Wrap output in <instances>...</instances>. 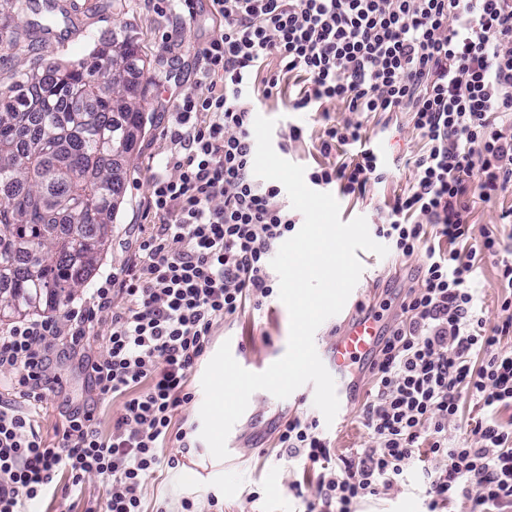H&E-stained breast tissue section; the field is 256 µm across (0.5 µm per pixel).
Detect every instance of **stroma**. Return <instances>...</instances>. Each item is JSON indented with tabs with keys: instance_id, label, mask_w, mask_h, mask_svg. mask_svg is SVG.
I'll use <instances>...</instances> for the list:
<instances>
[{
	"instance_id": "1",
	"label": "stroma",
	"mask_w": 512,
	"mask_h": 512,
	"mask_svg": "<svg viewBox=\"0 0 512 512\" xmlns=\"http://www.w3.org/2000/svg\"><path fill=\"white\" fill-rule=\"evenodd\" d=\"M72 24H58L46 41L34 44L31 50L0 51V89H7L13 72L30 59L42 62H61L82 58L90 52L88 32H100L116 24H130L138 34L147 58L146 67L157 83L152 87L145 109L151 115L144 135L129 159L124 202L112 228V242L97 271L98 277H123L143 236V227L154 224L153 215L145 210L151 191L152 172L149 168L154 156L164 152V130L172 121V110L178 93L197 88L199 71L198 47L216 37L219 20L210 11L209 0H195L194 15L185 26L173 27L163 17L157 0H114L113 7L102 8L101 0H72ZM257 114L275 119L273 144L287 143L283 157L291 162L313 169L321 163V155L314 149L316 137L326 121L342 124L351 120V113L336 104H328L326 113L300 112L292 107L289 95L266 97L262 90L253 94ZM302 128L300 141L289 140L290 127ZM367 134L377 143L385 163L382 182L371 184L366 196L338 195L340 219L347 222L362 216L368 226L383 223L395 197L410 183V161L421 143L407 115L384 124L368 121ZM426 259L418 254L408 260L395 254L378 257L363 251L359 260L368 276L359 280L347 306L336 316L327 319L316 331L314 341L321 344L336 336L344 323L358 316L361 305H372L389 300L392 307L383 315L393 322L398 306L408 288L418 281V268ZM475 288L484 316L489 323L501 318L500 303L503 290L499 286L495 259H488L473 275ZM289 336V313L279 296H272L259 310L249 309L237 320L221 324L214 330L213 347L231 342L238 349L240 361H258L272 364L286 352ZM204 366H197L191 376L193 400L179 407L171 428L187 432L195 438L196 446L183 451L178 441H170L163 450L165 457L176 458L173 468H162L147 473L143 479V508L145 512H178L181 500H193L198 512H209L208 499L218 496L224 503V512H305V504L290 491V484L299 478L314 479L300 459L288 458L275 446L273 429L284 414L301 412L319 417L314 406V392L303 387L294 391L288 400L275 398L269 392H255L240 420L244 443L231 455L220 461L209 458V448L200 438V408L204 399L201 378ZM54 377V388L43 394L39 405V424L47 438H54L66 424L65 412L73 406L90 402L91 389L87 373L78 358L61 354L54 358L48 371ZM91 403V402H90ZM331 443L336 463L349 460L357 448L367 440L357 409H349L324 427ZM424 463L414 459L400 476L390 495L370 497L360 502L357 512H425L426 478Z\"/></svg>"
}]
</instances>
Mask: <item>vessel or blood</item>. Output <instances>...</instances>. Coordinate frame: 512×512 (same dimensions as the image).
Masks as SVG:
<instances>
[{
	"label": "vessel or blood",
	"mask_w": 512,
	"mask_h": 512,
	"mask_svg": "<svg viewBox=\"0 0 512 512\" xmlns=\"http://www.w3.org/2000/svg\"><path fill=\"white\" fill-rule=\"evenodd\" d=\"M381 329L380 321L357 318L348 323L336 340L320 350L319 356L336 384L341 409H348L358 395L355 381L347 380L346 373L352 365L369 358Z\"/></svg>",
	"instance_id": "vessel-or-blood-1"
}]
</instances>
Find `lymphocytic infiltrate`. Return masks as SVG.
<instances>
[{
	"instance_id": "f902f5d3",
	"label": "lymphocytic infiltrate",
	"mask_w": 512,
	"mask_h": 512,
	"mask_svg": "<svg viewBox=\"0 0 512 512\" xmlns=\"http://www.w3.org/2000/svg\"><path fill=\"white\" fill-rule=\"evenodd\" d=\"M222 32L197 50L204 92L184 93L163 168L152 176L148 209L157 217L122 279L106 277L63 321L28 319L0 334V368L15 370L18 400H0V512H28L55 476L70 490L86 475L108 482L105 512H143L142 477L163 466L172 417L192 400L190 376L215 326L261 307L274 293L269 261L296 221L282 189L253 172L254 103L294 93L293 108L341 105L352 121L324 128L325 164L311 184L365 196L383 179L362 122L385 112L411 115L422 146L414 177L376 228L398 257L426 252L420 283L400 304V320L379 340L362 405L368 440L336 466L318 419L294 414L277 445L320 472L311 492L290 489L306 512H355L387 494L417 453L430 465L427 512L456 499L468 512H512V246L496 229L471 242L470 193L488 200L512 189V0H211ZM175 176H167V169ZM496 257L506 295L488 325L470 274ZM109 318L107 355L85 367L98 398L122 397L110 436L77 407L51 443L34 414L48 386L50 350L77 346L97 317ZM487 415L474 445L448 441L464 399Z\"/></svg>"
}]
</instances>
